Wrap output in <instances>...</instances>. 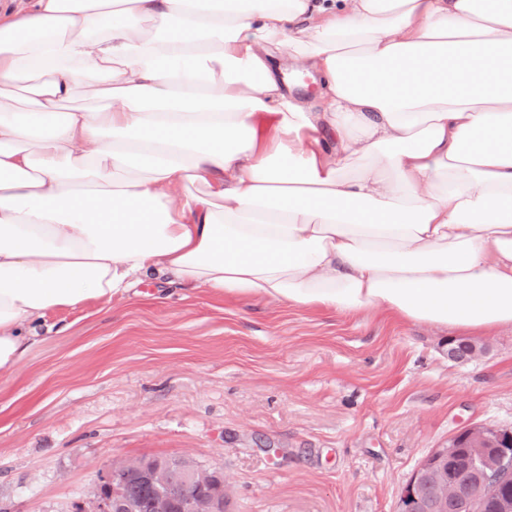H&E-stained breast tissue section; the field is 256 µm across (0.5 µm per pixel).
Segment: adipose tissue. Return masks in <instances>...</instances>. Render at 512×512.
Masks as SVG:
<instances>
[{
    "mask_svg": "<svg viewBox=\"0 0 512 512\" xmlns=\"http://www.w3.org/2000/svg\"><path fill=\"white\" fill-rule=\"evenodd\" d=\"M19 88L37 109L0 111L1 377L24 324L152 273L512 327V0H27L0 8V99ZM81 88L105 107H70Z\"/></svg>",
    "mask_w": 512,
    "mask_h": 512,
    "instance_id": "obj_1",
    "label": "adipose tissue"
}]
</instances>
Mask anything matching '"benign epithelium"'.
Here are the masks:
<instances>
[{
    "label": "benign epithelium",
    "instance_id": "benign-epithelium-1",
    "mask_svg": "<svg viewBox=\"0 0 512 512\" xmlns=\"http://www.w3.org/2000/svg\"><path fill=\"white\" fill-rule=\"evenodd\" d=\"M504 430L483 426L460 430L427 458L402 489L398 512H448V499L457 512H471V500L487 485L498 484L504 474L512 480V452L504 448ZM471 448H494L489 464L475 454L464 456L454 442ZM469 479L460 482L458 472ZM180 477L181 494L170 493L174 476ZM434 480L433 495L419 499L416 489L425 478ZM153 512H227L228 490L220 471L180 457L145 459L107 468L98 475L93 512H142L144 495Z\"/></svg>",
    "mask_w": 512,
    "mask_h": 512
}]
</instances>
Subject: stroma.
<instances>
[{
    "instance_id": "stroma-1",
    "label": "stroma",
    "mask_w": 512,
    "mask_h": 512,
    "mask_svg": "<svg viewBox=\"0 0 512 512\" xmlns=\"http://www.w3.org/2000/svg\"><path fill=\"white\" fill-rule=\"evenodd\" d=\"M30 331L0 378V512H74L102 469L152 456L222 471L229 512H397L451 435L512 429L508 327L458 362L429 324L146 280Z\"/></svg>"
}]
</instances>
